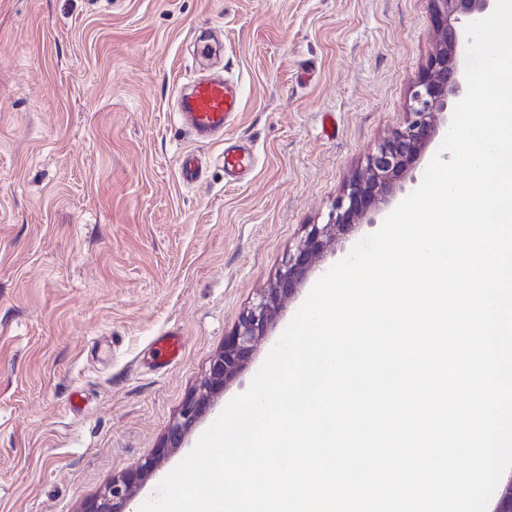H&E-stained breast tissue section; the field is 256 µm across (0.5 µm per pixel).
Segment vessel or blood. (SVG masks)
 I'll return each instance as SVG.
<instances>
[{"instance_id":"obj_1","label":"vessel or blood","mask_w":512,"mask_h":512,"mask_svg":"<svg viewBox=\"0 0 512 512\" xmlns=\"http://www.w3.org/2000/svg\"><path fill=\"white\" fill-rule=\"evenodd\" d=\"M239 84L221 74L200 77L189 82L177 93V117L192 137L210 141L223 137L224 130L234 119L240 104ZM253 156L249 148L229 145L224 149V177L230 181L244 178L252 167ZM183 184L201 181L203 165L191 153L184 154L178 167Z\"/></svg>"}]
</instances>
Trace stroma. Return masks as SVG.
<instances>
[{"mask_svg":"<svg viewBox=\"0 0 512 512\" xmlns=\"http://www.w3.org/2000/svg\"><path fill=\"white\" fill-rule=\"evenodd\" d=\"M430 0H0V512H81L161 443L243 309L306 225L407 120L442 44ZM223 42L239 116L193 141L184 78ZM336 118L326 134L323 114ZM252 145L241 183L224 146ZM201 158L194 186L184 151ZM372 224L331 243L248 367L136 496L142 505L244 393L315 283ZM177 334L181 352L156 360ZM178 172L183 184L194 185L202 179L203 165L196 155L186 153L180 160Z\"/></svg>","mask_w":512,"mask_h":512,"instance_id":"35a3bbf8","label":"stroma"}]
</instances>
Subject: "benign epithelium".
I'll return each mask as SVG.
<instances>
[{
  "label": "benign epithelium",
  "mask_w": 512,
  "mask_h": 512,
  "mask_svg": "<svg viewBox=\"0 0 512 512\" xmlns=\"http://www.w3.org/2000/svg\"><path fill=\"white\" fill-rule=\"evenodd\" d=\"M432 17L442 31L443 43L428 71L413 86L405 127L397 130L371 153L364 167L347 183L325 224L306 225L305 236L288 254L267 291L241 314L235 329L224 337V348L210 361L203 383L183 402L169 424L156 454L135 471L112 478L98 498L83 512H132L135 489L153 475L159 460L182 447L186 435L221 394L247 367L265 339L277 311L307 279L314 259L329 243L361 224L376 223L380 206L390 201L396 186L405 182L435 136L433 118L448 110L451 98L465 88L456 56L467 24L481 19L494 0H430Z\"/></svg>",
  "instance_id": "1"
}]
</instances>
